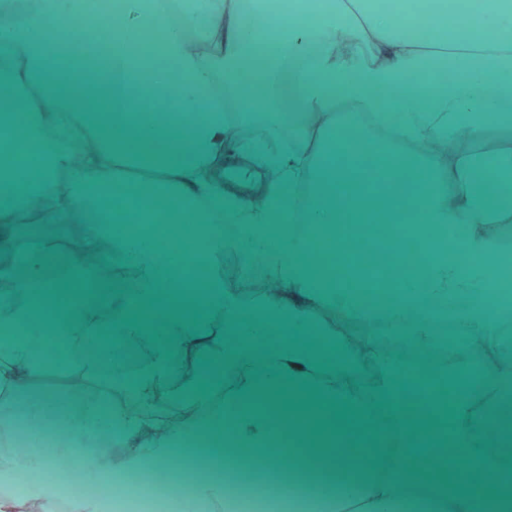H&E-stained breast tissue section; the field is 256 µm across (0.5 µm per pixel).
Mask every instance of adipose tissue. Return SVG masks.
<instances>
[{"label":"adipose tissue","instance_id":"ef3b65f1","mask_svg":"<svg viewBox=\"0 0 512 512\" xmlns=\"http://www.w3.org/2000/svg\"><path fill=\"white\" fill-rule=\"evenodd\" d=\"M312 0L310 15L271 10L267 0H122L100 15L94 0H0V142L24 128L43 159L39 182L23 154L0 151V233L13 242L0 265V462L25 418L31 444L52 436L76 461L115 479L159 471L192 437L215 436L225 453L301 462L302 512H512V304L496 299L501 266L484 224L512 223V190L497 206L472 191L476 170L512 171V0H476L481 24L449 35L447 0ZM422 17L428 37L410 35ZM152 27L161 52L130 53ZM101 29L113 47L96 61L75 52ZM161 102L150 121L137 97ZM468 128L469 144L416 153L422 140ZM372 141L369 163L349 135ZM153 223L193 214L196 268L189 279L155 237L114 233V196ZM413 223L423 261L397 268V294L367 301L347 290L338 262L310 261L324 226ZM234 223L266 255L281 292L241 299L225 288L224 225ZM95 257L88 266L86 257ZM131 268L123 288L100 269ZM191 282L186 305L171 284ZM58 293L69 345L100 355L98 336L132 343L158 316L164 341L151 349L136 389L151 413L131 418L117 403L81 421L60 415L49 391L20 415L21 385L46 355L26 342L45 331L41 289ZM298 303H289V296ZM364 322L362 346L344 336L332 308ZM438 354L449 395L415 393L404 362L383 342ZM206 359L230 378L220 405L184 399ZM382 364L370 389L349 379ZM348 405L350 423L335 417ZM386 418H379L375 405ZM178 422H170L171 411ZM493 452H486V445ZM497 473L488 487L486 476Z\"/></svg>","mask_w":512,"mask_h":512}]
</instances>
